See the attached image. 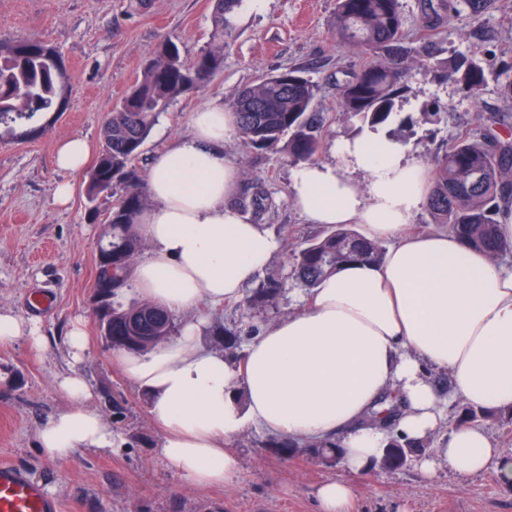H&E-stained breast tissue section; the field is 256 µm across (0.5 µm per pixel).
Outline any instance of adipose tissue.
<instances>
[{
  "mask_svg": "<svg viewBox=\"0 0 512 512\" xmlns=\"http://www.w3.org/2000/svg\"><path fill=\"white\" fill-rule=\"evenodd\" d=\"M235 129L214 102L194 112L189 136L158 153L147 171L154 204L140 217L151 246L137 262L136 291L168 312L207 302H237L243 286L279 248L265 227L231 203L239 171L218 152ZM338 163L313 162L291 173V200L310 223L358 224L372 240H391L383 263H355L301 297L299 311L268 325L225 359L203 343L204 319L186 323L172 341L147 353L119 352L124 376L143 391L163 429L158 454L191 486L231 484L238 461L230 442L262 429L302 442L343 437V464L354 474L380 464L390 434L420 440L433 432L450 400L512 408V268L464 248L451 233L410 235L427 201L430 175L410 149L382 134L334 145ZM364 174L367 191L355 176ZM449 372L441 398L428 369ZM71 405L38 431L41 453L65 460L77 450L112 452L117 435L89 408L92 389L79 373L59 376ZM399 405L395 430L365 422ZM494 453L487 432L454 424L437 460L468 477ZM318 512H356V486L340 478L321 484Z\"/></svg>",
  "mask_w": 512,
  "mask_h": 512,
  "instance_id": "ef3b65f1",
  "label": "adipose tissue"
}]
</instances>
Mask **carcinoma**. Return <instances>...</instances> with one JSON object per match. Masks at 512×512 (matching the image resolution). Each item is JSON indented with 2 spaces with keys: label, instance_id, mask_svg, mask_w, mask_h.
<instances>
[{
  "label": "carcinoma",
  "instance_id": "obj_1",
  "mask_svg": "<svg viewBox=\"0 0 512 512\" xmlns=\"http://www.w3.org/2000/svg\"><path fill=\"white\" fill-rule=\"evenodd\" d=\"M243 5L244 0H214L209 42L191 61L182 57L172 40L160 41L102 125V148L89 173L85 196L90 203L103 193L116 196L102 233V244L112 253V296L105 300V308L112 318L114 349L145 352L175 331L173 315L149 300L126 309L114 305L133 278L142 248L138 218L150 201L146 179L135 160L168 106L221 70L224 45L236 36ZM447 11V0H428L422 22L425 34L417 45L409 46L399 0H336V36L372 56L357 76L340 86L343 112L371 126L387 122L411 69L437 60L432 31L445 22ZM439 65L467 97L480 95L486 73L478 52L451 55ZM498 77L499 94L512 101V63L504 64ZM67 93V72L58 50L35 35L0 39V139L39 134L45 116L63 111ZM316 96L317 85L296 70L265 76L243 89L231 104L236 130L251 150H284L295 162H312L323 144L320 128L309 118ZM510 129L512 114L505 112L489 117L479 133L459 131L448 141V148L434 157L427 202L432 223L448 225L465 248L483 251L493 259L512 250L498 233L499 215L512 203V138L506 134ZM385 252L379 241L347 227H333L294 250L286 265L267 272L237 306L245 318L267 314L286 288L311 292L345 265L382 263ZM216 335L224 337L228 356L241 360L240 333L218 326ZM493 415V410L459 404L460 422L476 424ZM269 446L327 467L342 460L338 438L300 444L277 435ZM422 447V441L414 444L393 433L382 465L402 466L408 455Z\"/></svg>",
  "mask_w": 512,
  "mask_h": 512
}]
</instances>
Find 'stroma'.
I'll use <instances>...</instances> for the list:
<instances>
[{"label":"stroma","mask_w":512,"mask_h":512,"mask_svg":"<svg viewBox=\"0 0 512 512\" xmlns=\"http://www.w3.org/2000/svg\"><path fill=\"white\" fill-rule=\"evenodd\" d=\"M213 5V0H152L145 12L131 15L123 0H0V38L40 36L62 55L69 82L65 110L46 133L0 141V309L36 319L40 333L50 339L42 349L23 337L0 346V464L24 470L59 502L60 512H205L215 504L224 512H317V486L348 476L343 466L282 454L269 447L268 432L251 429L230 443L240 461L234 483L186 485L157 455L161 432L141 391L114 361L93 314L96 246L113 199L100 197L99 219L89 221L86 175L60 170L54 161L57 146L79 136L99 151L102 122L134 83L142 60L166 37L185 59H193L209 40ZM335 12L336 0H264L261 11L243 9L238 35L224 49L223 68L171 103L152 128L138 166L148 167L157 152L188 136L196 110L214 100L230 103L259 78L290 69L319 86L313 106L323 138L318 159L335 162L334 142L365 131L342 113L338 86L370 61L337 38ZM434 40L444 58L478 51L487 83L472 99L439 68L412 71L385 128L426 165L458 128L477 127L483 115L512 113L497 80L500 61H512V0H490L478 17L459 10L436 30ZM428 112L435 120H425ZM223 151L240 171L239 196L261 191L267 197L264 207L244 216L280 241L270 267L281 266L287 251L323 233V226L309 223L290 200L293 164L286 153L250 152L236 134L225 139ZM65 181L73 195L62 206L55 188ZM76 322L83 324L89 348L75 363L65 338ZM71 369L92 385L90 406L115 428L122 449L110 454L81 449L56 461L38 450L39 428L70 405L56 378ZM116 401L124 405V416L114 415ZM482 426L497 450L496 462L482 473L461 479L441 462L430 478L414 456L400 467L378 466L348 476L357 487L358 512H512V478H504L499 468L500 461L512 462V422L497 417Z\"/></svg>","instance_id":"obj_1"}]
</instances>
